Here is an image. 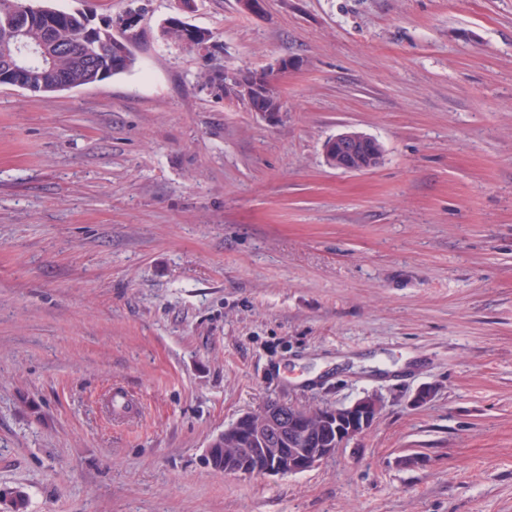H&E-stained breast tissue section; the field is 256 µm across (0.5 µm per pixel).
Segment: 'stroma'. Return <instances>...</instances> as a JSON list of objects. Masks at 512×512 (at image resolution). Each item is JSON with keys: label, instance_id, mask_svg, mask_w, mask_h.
<instances>
[{"label": "stroma", "instance_id": "obj_1", "mask_svg": "<svg viewBox=\"0 0 512 512\" xmlns=\"http://www.w3.org/2000/svg\"><path fill=\"white\" fill-rule=\"evenodd\" d=\"M94 8L141 9L132 69L0 84V512H512V0H197L211 61L178 0ZM282 59L275 123L198 80ZM351 130L372 171L327 164ZM367 396L304 472L206 461L266 401Z\"/></svg>", "mask_w": 512, "mask_h": 512}]
</instances>
